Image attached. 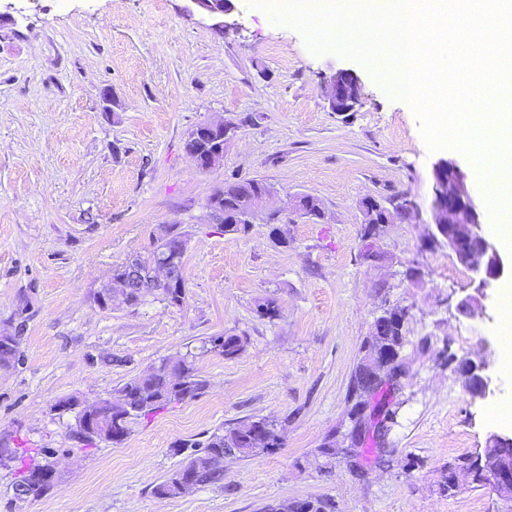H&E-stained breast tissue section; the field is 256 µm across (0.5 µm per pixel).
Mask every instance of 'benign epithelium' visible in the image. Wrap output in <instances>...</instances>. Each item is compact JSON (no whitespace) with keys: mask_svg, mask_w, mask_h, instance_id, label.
<instances>
[{"mask_svg":"<svg viewBox=\"0 0 512 512\" xmlns=\"http://www.w3.org/2000/svg\"><path fill=\"white\" fill-rule=\"evenodd\" d=\"M193 8L214 20L215 29L223 31L228 27L225 17L233 11L232 0H188ZM326 96L330 108L334 112H350L360 99V83L351 71L335 73L326 85ZM233 136V129L223 123H205L195 127L189 133V140L195 148L189 155L198 168H213L224 157V144ZM434 193V224L437 234L446 241L448 249L456 260L467 268L479 272L482 277L476 288V295L468 296L459 301L457 310L468 316L483 312L479 298L486 296V290L492 282L500 279L507 271L505 262L497 247L483 234L481 210L466 185V176L460 166L452 159H441L433 168ZM273 193L268 192L252 209L225 213L218 201L210 202L209 207L214 220L219 224H252L266 207ZM364 223L368 224L380 213L379 223L389 224L391 212L380 206L376 201L367 199L362 203ZM186 241H173L171 228L155 239L152 260L148 264L150 278L143 277L137 261L126 262V273L119 282V292L112 291V279H107L98 288L97 298L100 302L112 303L115 296L122 299L129 296H142L154 285L170 286L177 284L185 287L183 269L177 264L178 255L184 254ZM399 354L394 352L380 359L372 354L367 359L366 371L370 377H378L382 382H389L397 387L399 377L391 367ZM493 365V351L485 350L479 357L472 359L463 357L456 361V369L460 374L466 393L473 400H483L490 393V376L488 371ZM377 388H356L362 395L364 408L361 419L353 428V435L362 441L372 435L377 440L384 439L383 425L378 422L374 408L373 395ZM79 409L83 416L78 431L83 436L96 433L98 427L88 422L90 415L102 411V403L82 404L72 399L64 406L66 410ZM484 475L486 481L493 484L499 496L512 497V460L484 459Z\"/></svg>","mask_w":512,"mask_h":512,"instance_id":"obj_1","label":"benign epithelium"}]
</instances>
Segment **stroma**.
<instances>
[{"label": "stroma", "instance_id": "stroma-1", "mask_svg": "<svg viewBox=\"0 0 512 512\" xmlns=\"http://www.w3.org/2000/svg\"><path fill=\"white\" fill-rule=\"evenodd\" d=\"M232 17L221 32L187 0H0V333H16L21 353L0 369V447L38 449L60 472L49 495L18 502L0 466V512H265L315 499L337 512H512L491 483L444 488L449 461L512 431L499 421L512 374L491 369L492 394L474 401L441 357L498 346L500 297L512 292L504 275L483 315L459 314L474 274L432 238L435 163L456 161L480 198L475 166L429 150L411 107L367 66L313 54L251 0H234ZM341 69L361 85L344 113L325 90ZM220 121L236 136L223 162L199 169L187 134ZM252 178L274 187L279 221L226 234L209 199ZM303 194L321 222L294 211ZM367 197L394 215L370 241ZM170 225L187 242L183 305L98 307L113 268L148 255ZM387 307L406 313L408 374L390 463L358 472L320 448L347 429L362 344ZM222 335L242 339L236 357L207 348ZM187 354L208 382L199 397L138 418L119 445L74 437L59 402L106 398ZM255 417L275 421L280 448L226 456L223 484L155 494L183 443Z\"/></svg>", "mask_w": 512, "mask_h": 512}]
</instances>
